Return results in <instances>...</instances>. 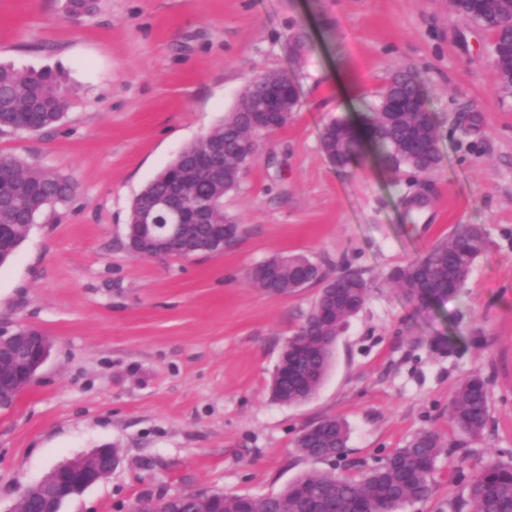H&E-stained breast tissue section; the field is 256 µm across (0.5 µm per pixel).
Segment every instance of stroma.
I'll return each instance as SVG.
<instances>
[{
	"instance_id": "obj_1",
	"label": "stroma",
	"mask_w": 512,
	"mask_h": 512,
	"mask_svg": "<svg viewBox=\"0 0 512 512\" xmlns=\"http://www.w3.org/2000/svg\"><path fill=\"white\" fill-rule=\"evenodd\" d=\"M63 3L0 0V63L51 68L72 89L60 127L0 132V154L75 184L0 267V326L51 342L35 381L0 410V512L104 444L119 467L63 512H129L142 496L201 489L260 497L311 471L357 478L424 431L447 447L433 496L402 512H469V477L512 463V97L494 92L489 32L448 0H98L76 19ZM400 67L423 87L440 166L416 182L370 154L337 166L324 127L364 111ZM281 72L299 106L257 138L224 198L239 223L232 244L191 259L131 253L135 197L239 106L251 79ZM418 194L412 224L405 201ZM458 224L482 227L487 245L457 295L423 303L391 284ZM289 253L372 283L322 386L294 405L271 398L270 380L317 291L272 298L246 277ZM475 373L489 421L473 439L448 402ZM329 416L350 430L333 466L296 448Z\"/></svg>"
}]
</instances>
